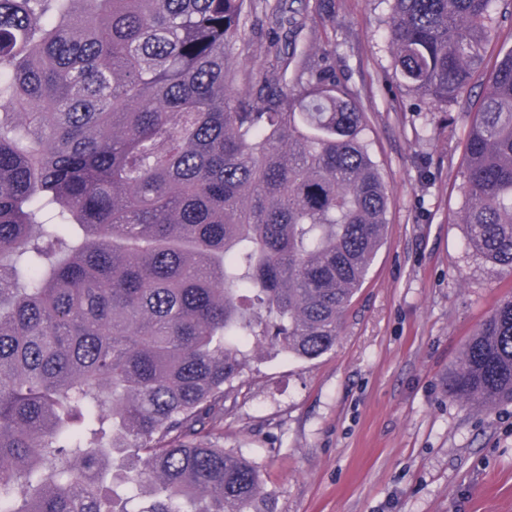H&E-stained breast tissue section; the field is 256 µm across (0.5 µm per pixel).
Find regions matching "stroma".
Instances as JSON below:
<instances>
[{"instance_id":"1","label":"stroma","mask_w":512,"mask_h":512,"mask_svg":"<svg viewBox=\"0 0 512 512\" xmlns=\"http://www.w3.org/2000/svg\"><path fill=\"white\" fill-rule=\"evenodd\" d=\"M314 51L363 105L389 190L385 242L335 348L273 347L225 403L212 439L257 462L275 512H512V404L449 391L472 334L512 275L467 248L465 103L422 104L393 75L387 0H303ZM253 14L237 50L276 67Z\"/></svg>"}]
</instances>
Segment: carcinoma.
Listing matches in <instances>:
<instances>
[{"label":"carcinoma","instance_id":"1","mask_svg":"<svg viewBox=\"0 0 512 512\" xmlns=\"http://www.w3.org/2000/svg\"><path fill=\"white\" fill-rule=\"evenodd\" d=\"M393 69L467 97L497 0H389ZM253 0H0V512H274L213 444L268 343L336 346L388 188L304 4H266L280 67L242 63ZM466 245L512 273V51L471 120ZM451 393L512 402V296Z\"/></svg>","mask_w":512,"mask_h":512}]
</instances>
